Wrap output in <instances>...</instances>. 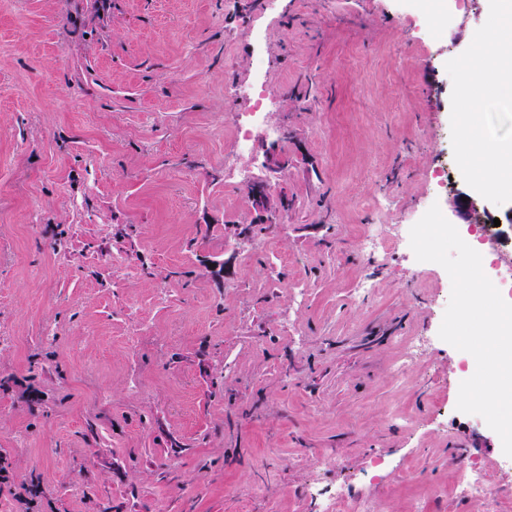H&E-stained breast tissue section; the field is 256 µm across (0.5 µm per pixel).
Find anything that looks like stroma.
I'll return each mask as SVG.
<instances>
[{"instance_id":"stroma-1","label":"stroma","mask_w":512,"mask_h":512,"mask_svg":"<svg viewBox=\"0 0 512 512\" xmlns=\"http://www.w3.org/2000/svg\"><path fill=\"white\" fill-rule=\"evenodd\" d=\"M324 2L0 0V512H313L317 477L471 512L457 451L500 438L456 412L448 274L364 233L427 205L488 2Z\"/></svg>"}]
</instances>
